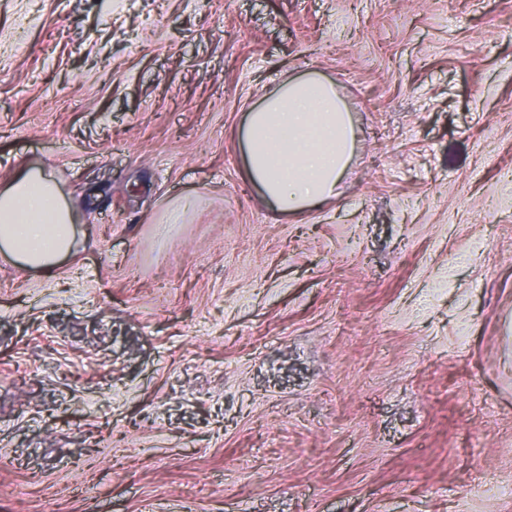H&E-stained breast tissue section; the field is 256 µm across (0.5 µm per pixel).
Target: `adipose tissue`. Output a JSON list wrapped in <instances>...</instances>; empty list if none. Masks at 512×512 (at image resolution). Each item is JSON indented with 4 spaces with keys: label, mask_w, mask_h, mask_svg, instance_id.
Returning <instances> with one entry per match:
<instances>
[{
    "label": "adipose tissue",
    "mask_w": 512,
    "mask_h": 512,
    "mask_svg": "<svg viewBox=\"0 0 512 512\" xmlns=\"http://www.w3.org/2000/svg\"><path fill=\"white\" fill-rule=\"evenodd\" d=\"M242 141L251 181L294 212L335 196L356 131L332 84L296 78L249 112ZM78 220L50 173H19L0 190V254L23 269L52 271L73 249Z\"/></svg>",
    "instance_id": "ef3b65f1"
}]
</instances>
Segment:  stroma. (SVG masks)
Listing matches in <instances>:
<instances>
[{"instance_id": "stroma-1", "label": "stroma", "mask_w": 512, "mask_h": 512, "mask_svg": "<svg viewBox=\"0 0 512 512\" xmlns=\"http://www.w3.org/2000/svg\"><path fill=\"white\" fill-rule=\"evenodd\" d=\"M310 74L356 149L282 214L241 131ZM31 167L82 222L0 258V512H512V0H0Z\"/></svg>"}]
</instances>
